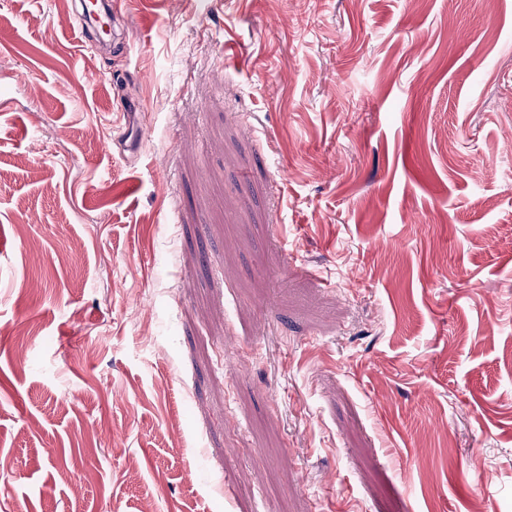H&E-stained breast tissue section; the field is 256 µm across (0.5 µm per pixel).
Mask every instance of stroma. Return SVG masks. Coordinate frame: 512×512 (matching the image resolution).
Wrapping results in <instances>:
<instances>
[{
    "mask_svg": "<svg viewBox=\"0 0 512 512\" xmlns=\"http://www.w3.org/2000/svg\"><path fill=\"white\" fill-rule=\"evenodd\" d=\"M112 4L0 0V512H512V0ZM82 7V18L86 27H88L85 20L91 14L97 21L98 29H101L104 25H107L111 30L112 28V4L107 1H85L81 3ZM83 24V27H84Z\"/></svg>",
    "mask_w": 512,
    "mask_h": 512,
    "instance_id": "1",
    "label": "stroma"
}]
</instances>
